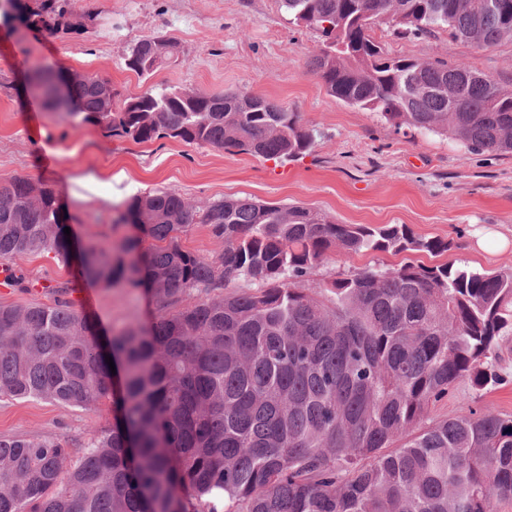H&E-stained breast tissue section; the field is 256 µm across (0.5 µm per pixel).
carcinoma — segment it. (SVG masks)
I'll use <instances>...</instances> for the list:
<instances>
[{
	"label": "carcinoma",
	"mask_w": 512,
	"mask_h": 512,
	"mask_svg": "<svg viewBox=\"0 0 512 512\" xmlns=\"http://www.w3.org/2000/svg\"><path fill=\"white\" fill-rule=\"evenodd\" d=\"M279 2L289 23L321 31L311 65L329 96L396 133L512 154V89L462 64L392 56L370 35L378 22L398 38L512 41V0ZM76 3L36 0L10 19L49 36L76 11L104 20ZM134 50L125 64L142 78L181 62L161 33ZM55 76L36 64L29 81L75 129L281 162L315 144L300 113L264 96L151 87L116 112L107 78L92 73L75 85L71 112ZM31 184L0 182V265L50 251L87 284L143 290L158 316L104 337L66 285L50 306L0 304V399L112 405V423L74 448L0 436V512H496L512 500V414L430 419L455 383L505 381L512 272L408 262L316 279L336 250L436 254L449 243L405 224H340L249 198L195 204L174 191L119 212L114 223L138 235L116 248L69 243L54 190L33 201ZM198 225L224 249L185 248Z\"/></svg>",
	"instance_id": "1"
}]
</instances>
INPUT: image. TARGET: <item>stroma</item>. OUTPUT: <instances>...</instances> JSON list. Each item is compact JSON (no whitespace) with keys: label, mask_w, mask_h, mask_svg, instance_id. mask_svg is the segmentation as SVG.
<instances>
[{"label":"stroma","mask_w":512,"mask_h":512,"mask_svg":"<svg viewBox=\"0 0 512 512\" xmlns=\"http://www.w3.org/2000/svg\"><path fill=\"white\" fill-rule=\"evenodd\" d=\"M96 5L110 25L80 36L45 37L16 21L0 23V181L25 176L51 187L72 234L117 244L133 232L114 223L131 198L172 190L192 201L249 197L300 204L343 224H405L451 244L435 256L418 254L424 264L512 270V247L491 252L474 247L478 231H512V155L471 154L433 133L397 134L375 113L329 96L310 65L322 45L319 29L289 24L277 0H96ZM157 32L179 42L183 60L144 79L127 69L126 48ZM371 34L391 55L464 64L512 88L511 42L477 49L443 32L398 39L383 25ZM37 61L102 73L123 99L151 86L261 95L300 112L316 144L308 155L281 163L174 140L138 144L104 136L91 125L77 130L31 92L28 70ZM405 260L402 253H336L318 274L397 267ZM17 266L26 285L0 289V303L49 305L55 285L68 283L90 296L82 311L100 329L143 324L155 313L138 290L84 285L77 268L63 265L54 253L23 257ZM41 280L47 289L33 292L32 283ZM500 366L507 383L486 393L459 381L434 417L488 408L512 414V340L502 347ZM111 418L104 405L85 410L34 399L0 401L5 436H51L71 444Z\"/></svg>","instance_id":"stroma-1"}]
</instances>
